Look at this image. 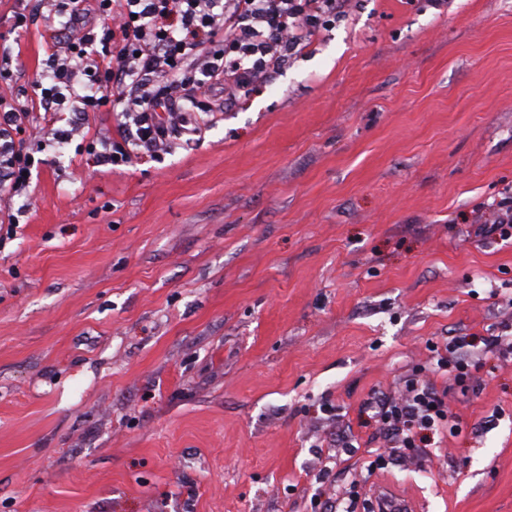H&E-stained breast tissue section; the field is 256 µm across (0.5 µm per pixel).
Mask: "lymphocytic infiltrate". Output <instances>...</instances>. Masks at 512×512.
<instances>
[{"mask_svg": "<svg viewBox=\"0 0 512 512\" xmlns=\"http://www.w3.org/2000/svg\"><path fill=\"white\" fill-rule=\"evenodd\" d=\"M348 0H92L100 30L82 26L71 0H53L67 16L68 34L52 42V87L20 103L13 87L0 83V191L15 194L31 183V153L22 132L30 111H58L57 85H64L83 112H97L110 101L128 117L106 138L103 164L128 163L140 152L158 155L170 135L190 125L216 90L245 81L257 86L288 54L303 49L324 24L343 12ZM381 423L402 447L418 434L448 421V406L431 386L409 383L398 402L376 404Z\"/></svg>", "mask_w": 512, "mask_h": 512, "instance_id": "f902f5d3", "label": "lymphocytic infiltrate"}]
</instances>
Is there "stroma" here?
<instances>
[{
	"label": "stroma",
	"mask_w": 512,
	"mask_h": 512,
	"mask_svg": "<svg viewBox=\"0 0 512 512\" xmlns=\"http://www.w3.org/2000/svg\"><path fill=\"white\" fill-rule=\"evenodd\" d=\"M24 6L27 21L15 26ZM60 17L0 0L19 99ZM120 106L42 142L0 242V512H321L373 486L512 512V0H350L203 139L97 165ZM454 422L369 421L411 381ZM467 346H473L472 341H469L467 339V336H459L454 340L453 346L448 349V344L444 348V353L439 352L438 349L435 350L437 354V362H436V369L440 370L444 374H451L454 373V377L456 379H462L465 375V366H467L466 363H463L462 360H460L458 357L452 356L455 354L458 350H461ZM448 352L449 355L448 356Z\"/></svg>",
	"instance_id": "stroma-1"
}]
</instances>
